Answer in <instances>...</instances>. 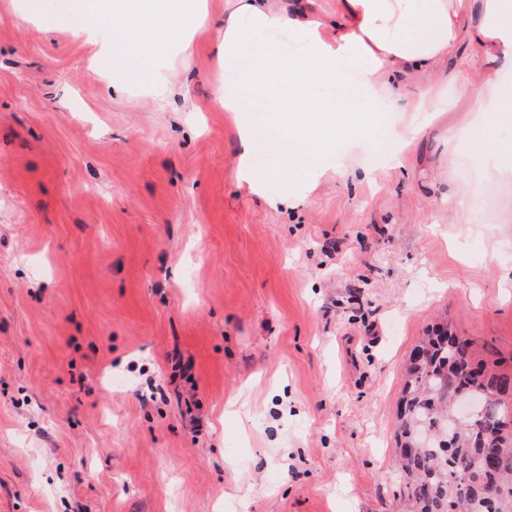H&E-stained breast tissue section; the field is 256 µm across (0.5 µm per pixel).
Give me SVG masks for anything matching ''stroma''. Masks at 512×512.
Masks as SVG:
<instances>
[{
  "label": "stroma",
  "mask_w": 512,
  "mask_h": 512,
  "mask_svg": "<svg viewBox=\"0 0 512 512\" xmlns=\"http://www.w3.org/2000/svg\"><path fill=\"white\" fill-rule=\"evenodd\" d=\"M0 0V512H407V359L446 322L512 371V177L473 104L381 112L308 201L235 179L223 78L112 94L96 46ZM466 194L463 223L454 200Z\"/></svg>",
  "instance_id": "obj_1"
}]
</instances>
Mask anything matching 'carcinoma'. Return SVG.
Here are the masks:
<instances>
[{"instance_id": "obj_1", "label": "carcinoma", "mask_w": 512, "mask_h": 512, "mask_svg": "<svg viewBox=\"0 0 512 512\" xmlns=\"http://www.w3.org/2000/svg\"><path fill=\"white\" fill-rule=\"evenodd\" d=\"M409 360L398 431L399 465L417 512H512V372L474 362L471 340L448 325L427 330ZM462 400L476 403L474 421L485 434L455 431L452 416ZM472 467L473 485L463 488L457 473ZM504 484L511 490L491 501L479 487Z\"/></svg>"}]
</instances>
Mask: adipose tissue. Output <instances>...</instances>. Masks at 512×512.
Returning <instances> with one entry per match:
<instances>
[{
	"label": "adipose tissue",
	"instance_id": "adipose-tissue-1",
	"mask_svg": "<svg viewBox=\"0 0 512 512\" xmlns=\"http://www.w3.org/2000/svg\"><path fill=\"white\" fill-rule=\"evenodd\" d=\"M66 9L74 34L111 61L120 96L136 87L172 95L174 57L193 53L211 18L208 0H68ZM465 45L512 63V0H336L332 19L315 0H224L211 43L224 77L212 100L237 129L238 185L294 208L344 143L376 141L371 109L332 100L354 71L372 106L394 112L445 111L439 88L456 83L479 114L469 132L476 149L512 158V141L492 135L512 119V86L498 68L480 85L457 82L451 64Z\"/></svg>",
	"mask_w": 512,
	"mask_h": 512
}]
</instances>
